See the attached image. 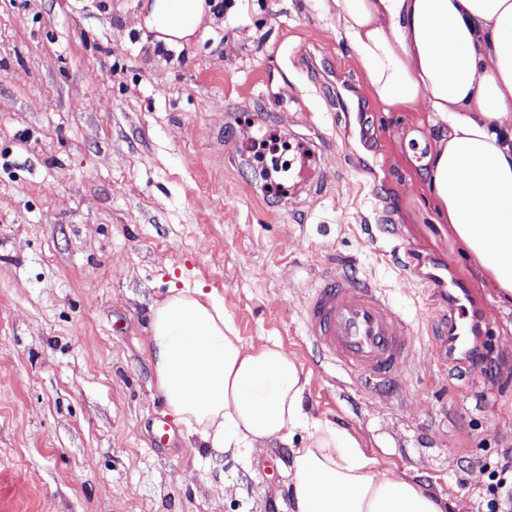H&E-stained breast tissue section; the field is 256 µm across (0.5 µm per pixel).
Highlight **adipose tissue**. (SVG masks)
<instances>
[{
	"instance_id": "obj_1",
	"label": "adipose tissue",
	"mask_w": 512,
	"mask_h": 512,
	"mask_svg": "<svg viewBox=\"0 0 512 512\" xmlns=\"http://www.w3.org/2000/svg\"><path fill=\"white\" fill-rule=\"evenodd\" d=\"M385 112L423 113L420 160L439 223L512 302V0H315ZM212 0H144L153 43L190 45ZM148 352L169 411L209 448H291L295 512H446L411 479L380 470L345 429L311 416L306 382L283 346L245 347L202 289L153 309ZM307 441L295 447L294 437Z\"/></svg>"
}]
</instances>
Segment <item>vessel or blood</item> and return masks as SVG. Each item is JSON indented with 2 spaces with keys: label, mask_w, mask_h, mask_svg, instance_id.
Segmentation results:
<instances>
[{
  "label": "vessel or blood",
  "mask_w": 512,
  "mask_h": 512,
  "mask_svg": "<svg viewBox=\"0 0 512 512\" xmlns=\"http://www.w3.org/2000/svg\"><path fill=\"white\" fill-rule=\"evenodd\" d=\"M306 180L319 179L329 160L304 142L299 146ZM442 315L440 352H468L474 339V307L468 289L451 286ZM308 340L339 366L353 385L372 389L398 384L408 373V354L416 343L411 324L381 288L349 274L325 273L303 314Z\"/></svg>",
  "instance_id": "b4317fda"
}]
</instances>
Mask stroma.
<instances>
[{
	"instance_id": "stroma-1",
	"label": "stroma",
	"mask_w": 512,
	"mask_h": 512,
	"mask_svg": "<svg viewBox=\"0 0 512 512\" xmlns=\"http://www.w3.org/2000/svg\"><path fill=\"white\" fill-rule=\"evenodd\" d=\"M142 0H0V512H292L291 450L193 453L147 353L156 304L200 288L245 346L277 343L304 405L379 468L489 512L512 451V311L499 303L407 157L417 118L382 112L362 68L306 0H233L160 57ZM103 99L102 110L89 103ZM326 141L320 193L267 195L243 116ZM424 276L402 277L405 251ZM371 278L420 331L413 375L363 395L307 340L325 268ZM466 284L483 366L441 358L429 272Z\"/></svg>"
}]
</instances>
